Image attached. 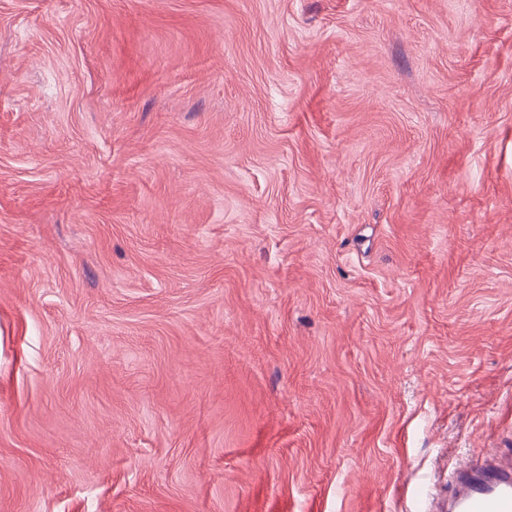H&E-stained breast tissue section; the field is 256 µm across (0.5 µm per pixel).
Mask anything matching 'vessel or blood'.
Returning a JSON list of instances; mask_svg holds the SVG:
<instances>
[{
	"label": "vessel or blood",
	"mask_w": 512,
	"mask_h": 512,
	"mask_svg": "<svg viewBox=\"0 0 512 512\" xmlns=\"http://www.w3.org/2000/svg\"><path fill=\"white\" fill-rule=\"evenodd\" d=\"M448 512H512V463L464 465L448 491Z\"/></svg>",
	"instance_id": "vessel-or-blood-1"
}]
</instances>
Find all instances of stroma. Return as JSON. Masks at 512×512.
<instances>
[{"instance_id":"stroma-1","label":"stroma","mask_w":512,"mask_h":512,"mask_svg":"<svg viewBox=\"0 0 512 512\" xmlns=\"http://www.w3.org/2000/svg\"><path fill=\"white\" fill-rule=\"evenodd\" d=\"M512 453V0H0V512H434Z\"/></svg>"}]
</instances>
